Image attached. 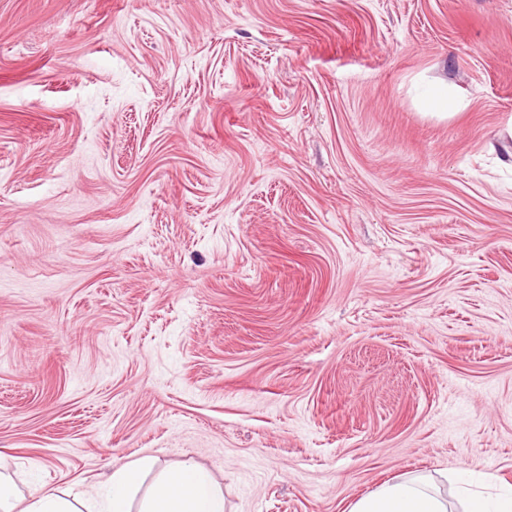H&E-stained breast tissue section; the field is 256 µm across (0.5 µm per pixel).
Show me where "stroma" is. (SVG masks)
<instances>
[{
	"label": "stroma",
	"instance_id": "1",
	"mask_svg": "<svg viewBox=\"0 0 512 512\" xmlns=\"http://www.w3.org/2000/svg\"><path fill=\"white\" fill-rule=\"evenodd\" d=\"M141 459L512 486V0H0V472Z\"/></svg>",
	"mask_w": 512,
	"mask_h": 512
}]
</instances>
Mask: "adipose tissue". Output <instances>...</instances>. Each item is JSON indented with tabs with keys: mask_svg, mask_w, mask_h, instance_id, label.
<instances>
[{
	"mask_svg": "<svg viewBox=\"0 0 512 512\" xmlns=\"http://www.w3.org/2000/svg\"><path fill=\"white\" fill-rule=\"evenodd\" d=\"M144 459L113 472L95 512H225L224 494L209 471L191 462L166 470L148 493H141ZM350 512H448V504L425 478L387 481L360 497Z\"/></svg>",
	"mask_w": 512,
	"mask_h": 512,
	"instance_id": "1",
	"label": "adipose tissue"
}]
</instances>
